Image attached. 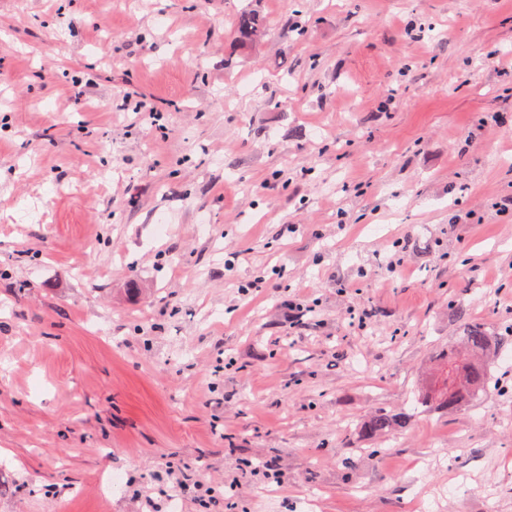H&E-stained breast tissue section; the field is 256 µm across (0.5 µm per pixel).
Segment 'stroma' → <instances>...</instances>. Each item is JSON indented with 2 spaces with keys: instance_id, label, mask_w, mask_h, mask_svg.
I'll list each match as a JSON object with an SVG mask.
<instances>
[{
  "instance_id": "obj_1",
  "label": "stroma",
  "mask_w": 512,
  "mask_h": 512,
  "mask_svg": "<svg viewBox=\"0 0 512 512\" xmlns=\"http://www.w3.org/2000/svg\"><path fill=\"white\" fill-rule=\"evenodd\" d=\"M300 2L0 0V512H512V0ZM235 28L240 43L260 39L266 32V26L250 10H244L238 15ZM462 338L471 352L470 358H463L456 349L448 348V353L439 365L434 388L428 396L445 410H452L471 400L487 382L480 356L490 347L491 336L480 325L469 324ZM403 424L400 417H393L391 415L380 413L373 415L367 420L362 428L365 436L373 437L382 433L395 430Z\"/></svg>"
}]
</instances>
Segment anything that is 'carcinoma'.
<instances>
[{
  "instance_id": "carcinoma-1",
  "label": "carcinoma",
  "mask_w": 512,
  "mask_h": 512,
  "mask_svg": "<svg viewBox=\"0 0 512 512\" xmlns=\"http://www.w3.org/2000/svg\"><path fill=\"white\" fill-rule=\"evenodd\" d=\"M235 28L241 43L257 40L266 32L263 22L249 10H244L238 15ZM463 343L469 349L470 357L465 358L455 349H448L439 365L438 378L430 393V399L445 410H452L474 398L487 382L481 355L490 347L491 337L483 327L470 324L465 330ZM402 424L401 418L380 413L364 423L362 432L368 437H373L392 431Z\"/></svg>"
}]
</instances>
